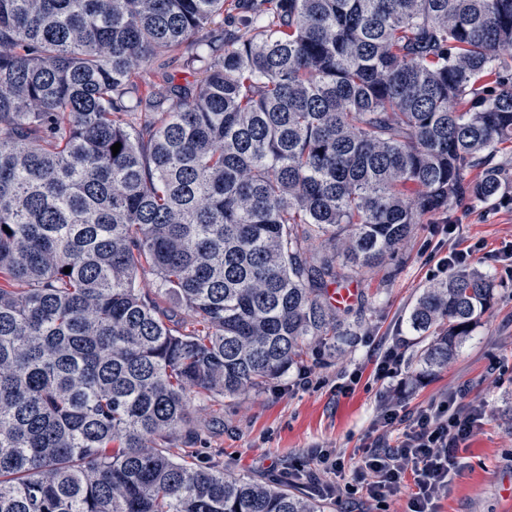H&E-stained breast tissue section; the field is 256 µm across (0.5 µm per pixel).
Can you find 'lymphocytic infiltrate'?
Segmentation results:
<instances>
[{
	"instance_id": "1",
	"label": "lymphocytic infiltrate",
	"mask_w": 512,
	"mask_h": 512,
	"mask_svg": "<svg viewBox=\"0 0 512 512\" xmlns=\"http://www.w3.org/2000/svg\"><path fill=\"white\" fill-rule=\"evenodd\" d=\"M484 416L483 405L461 403L455 393L419 408L406 421L394 406H386L378 426L386 433L402 427V438L394 446L382 441L367 447L357 464V483L335 482L345 461L327 453L319 454L320 470L308 479L327 496L340 499L362 493L375 500L397 493L410 479L416 490L408 501L409 512H436L437 501L457 472L456 450Z\"/></svg>"
}]
</instances>
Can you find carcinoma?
Wrapping results in <instances>:
<instances>
[{"label":"carcinoma","instance_id":"1","mask_svg":"<svg viewBox=\"0 0 512 512\" xmlns=\"http://www.w3.org/2000/svg\"><path fill=\"white\" fill-rule=\"evenodd\" d=\"M224 2L0 0V512H323L170 452L192 399L350 346L330 286L512 200V0ZM495 291H423L417 377Z\"/></svg>","mask_w":512,"mask_h":512}]
</instances>
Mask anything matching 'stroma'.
I'll use <instances>...</instances> for the list:
<instances>
[{"instance_id": "obj_1", "label": "stroma", "mask_w": 512, "mask_h": 512, "mask_svg": "<svg viewBox=\"0 0 512 512\" xmlns=\"http://www.w3.org/2000/svg\"><path fill=\"white\" fill-rule=\"evenodd\" d=\"M458 245L473 250L469 268L495 278L496 299L448 366L418 380L412 357L421 344L408 315L433 282L438 261ZM507 253L512 254L511 202L453 208L417 225L385 263L354 278L358 296L350 317L361 324L355 345L341 354L312 346L304 367H291L260 390L236 399L195 401L193 425L201 435L195 452L233 475L277 481L313 497L315 487L289 479V467H311L322 451L340 452L353 464L377 438L374 422L390 392H397L400 412L410 415L457 391L465 401L484 404L487 415L461 444L459 473L437 512H512V274L502 260ZM396 345L403 362L401 383L392 390L374 371L376 359ZM355 372L360 381L353 386L349 377ZM305 374L311 379L307 387L300 383ZM414 490L406 483L381 503L361 495L320 498L325 512H407Z\"/></svg>"}]
</instances>
